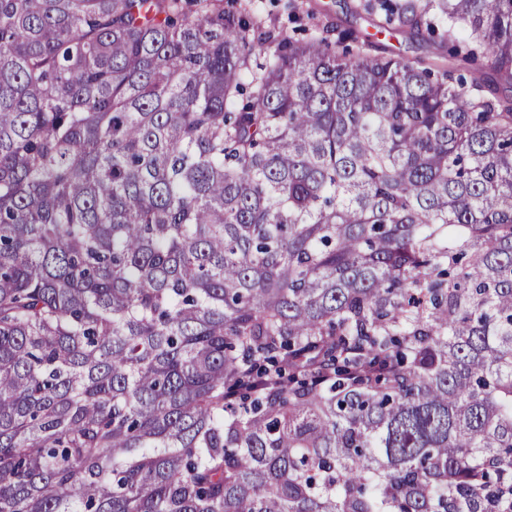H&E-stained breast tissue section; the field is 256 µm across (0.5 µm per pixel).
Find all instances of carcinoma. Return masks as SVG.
Instances as JSON below:
<instances>
[{
    "label": "carcinoma",
    "mask_w": 512,
    "mask_h": 512,
    "mask_svg": "<svg viewBox=\"0 0 512 512\" xmlns=\"http://www.w3.org/2000/svg\"><path fill=\"white\" fill-rule=\"evenodd\" d=\"M379 7L0 0V512H512V0ZM224 0V7L235 5L250 8L264 22L261 36L267 42L274 41L282 32L306 39L309 33L326 37L330 41L349 42L355 35L369 36L378 47V53L396 54L409 60L416 58L432 60L438 56V64L448 69H459L457 63L441 57L435 50L433 39L425 26L417 37L408 41L401 35L377 34V25L385 24L382 17L368 15L361 7L363 0ZM321 3L326 10H316L314 14L308 4ZM295 6L296 8H292ZM308 29L310 31H308Z\"/></svg>",
    "instance_id": "obj_1"
}]
</instances>
